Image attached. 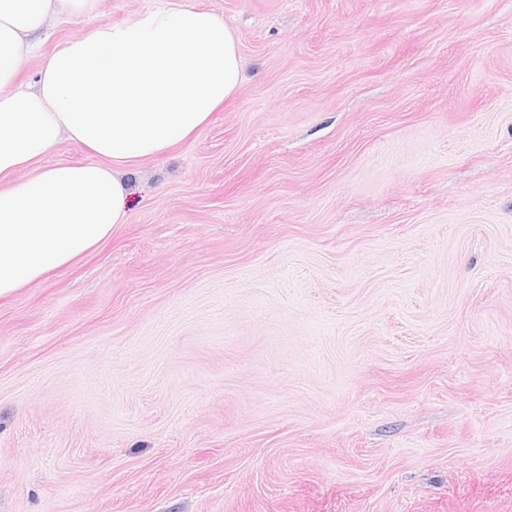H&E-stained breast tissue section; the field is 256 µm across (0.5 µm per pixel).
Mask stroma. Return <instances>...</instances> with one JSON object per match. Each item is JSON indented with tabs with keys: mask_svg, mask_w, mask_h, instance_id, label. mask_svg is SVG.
Masks as SVG:
<instances>
[{
	"mask_svg": "<svg viewBox=\"0 0 512 512\" xmlns=\"http://www.w3.org/2000/svg\"><path fill=\"white\" fill-rule=\"evenodd\" d=\"M191 2L241 89L0 300V512H512V0Z\"/></svg>",
	"mask_w": 512,
	"mask_h": 512,
	"instance_id": "1",
	"label": "stroma"
}]
</instances>
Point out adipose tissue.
<instances>
[{
  "label": "adipose tissue",
  "instance_id": "ef3b65f1",
  "mask_svg": "<svg viewBox=\"0 0 512 512\" xmlns=\"http://www.w3.org/2000/svg\"><path fill=\"white\" fill-rule=\"evenodd\" d=\"M97 0H0V299L83 256L126 223V178L200 133L243 80L237 33L191 0L106 22L39 54L52 18ZM39 57L36 77L19 80ZM91 162L41 159L62 142Z\"/></svg>",
  "mask_w": 512,
  "mask_h": 512
}]
</instances>
